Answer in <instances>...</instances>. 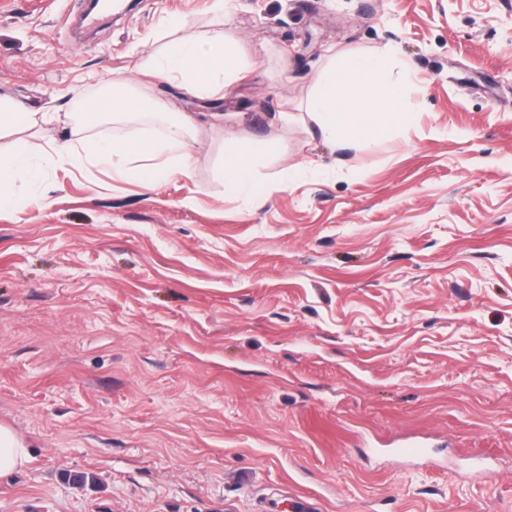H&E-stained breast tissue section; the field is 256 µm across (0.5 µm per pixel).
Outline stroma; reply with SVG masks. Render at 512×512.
Listing matches in <instances>:
<instances>
[{
	"label": "stroma",
	"mask_w": 512,
	"mask_h": 512,
	"mask_svg": "<svg viewBox=\"0 0 512 512\" xmlns=\"http://www.w3.org/2000/svg\"><path fill=\"white\" fill-rule=\"evenodd\" d=\"M80 4L0 0V96L125 136L75 117L120 71L224 119L190 176L51 163L0 212V423L32 457L0 512H512V0H137L87 38ZM173 18L250 74L213 102L136 76ZM388 49L412 123L341 150L299 120L330 52ZM255 138L264 194L223 199ZM274 152V144L254 140L245 145L231 143L224 148L217 165V179L224 187V197H257L264 191L258 167Z\"/></svg>",
	"instance_id": "35a3bbf8"
}]
</instances>
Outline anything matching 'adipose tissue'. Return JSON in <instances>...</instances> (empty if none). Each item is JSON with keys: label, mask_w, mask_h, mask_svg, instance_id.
Instances as JSON below:
<instances>
[{"label": "adipose tissue", "mask_w": 512, "mask_h": 512, "mask_svg": "<svg viewBox=\"0 0 512 512\" xmlns=\"http://www.w3.org/2000/svg\"><path fill=\"white\" fill-rule=\"evenodd\" d=\"M183 21L169 23L170 39L161 51L141 58L139 72L181 87L199 100L225 94L250 66L236 42L221 29L199 35L183 34ZM323 139L337 148L378 144L400 126L412 122L406 69L392 52L335 54L316 75L304 106ZM121 119L132 114L167 117L161 137H113L98 140L13 143L15 134L29 127L57 121L54 112L38 114L0 97V210L19 207L15 184L46 180L44 162L53 161L78 170L109 168L113 175L151 187L173 175L190 176V143L200 132L196 115L169 112L167 105L138 99L115 98L88 105L84 125L98 124L105 114ZM274 152L273 142L254 140L225 146L216 175L228 197H256L264 185L259 166Z\"/></svg>", "instance_id": "1"}]
</instances>
